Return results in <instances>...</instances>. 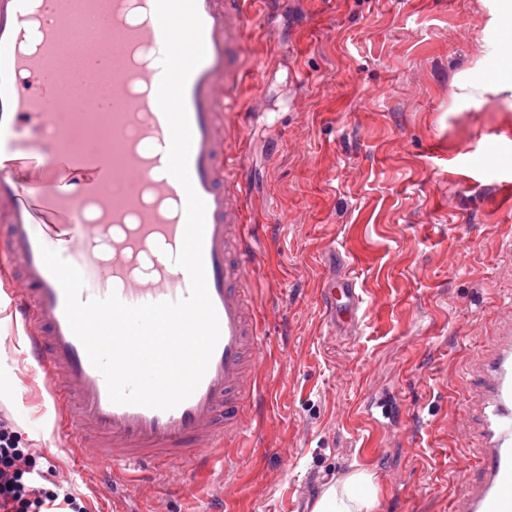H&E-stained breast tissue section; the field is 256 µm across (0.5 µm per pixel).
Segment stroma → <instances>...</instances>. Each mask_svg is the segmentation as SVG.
Instances as JSON below:
<instances>
[{"mask_svg": "<svg viewBox=\"0 0 512 512\" xmlns=\"http://www.w3.org/2000/svg\"><path fill=\"white\" fill-rule=\"evenodd\" d=\"M243 178L256 213L259 392L207 477L106 478L66 454L43 388L22 384L0 311V414L88 512H312L373 472L374 512H451L468 450L461 377L512 313V114L462 105L480 0H247ZM351 278L354 322L324 281Z\"/></svg>", "mask_w": 512, "mask_h": 512, "instance_id": "obj_1", "label": "stroma"}]
</instances>
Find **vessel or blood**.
Segmentation results:
<instances>
[{
    "instance_id": "b4317fda",
    "label": "vessel or blood",
    "mask_w": 512,
    "mask_h": 512,
    "mask_svg": "<svg viewBox=\"0 0 512 512\" xmlns=\"http://www.w3.org/2000/svg\"><path fill=\"white\" fill-rule=\"evenodd\" d=\"M206 57L190 75L189 172L206 204L204 264L220 339L191 397L161 411L118 405L67 322L63 291L39 247L85 278L83 298L130 305L187 296L175 265L186 194L166 171L170 130L156 95L163 34L155 0H0V228L10 306L23 325L29 380L50 393L67 444L92 469L207 468L237 441L243 397L256 386L261 344L235 108L244 73L233 50L248 27L245 0H196ZM75 39L78 52L66 43ZM96 111H88V104ZM359 307L350 279L321 290L325 305ZM465 391L477 416V468L461 472L453 512H512V327Z\"/></svg>"
}]
</instances>
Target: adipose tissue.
Segmentation results:
<instances>
[{
	"label": "adipose tissue",
	"instance_id": "1",
	"mask_svg": "<svg viewBox=\"0 0 512 512\" xmlns=\"http://www.w3.org/2000/svg\"><path fill=\"white\" fill-rule=\"evenodd\" d=\"M483 26L491 32L482 55L454 79L455 96L462 102L494 100L499 111L512 112V0H482ZM374 474L357 470L328 484L314 512H372Z\"/></svg>",
	"mask_w": 512,
	"mask_h": 512
}]
</instances>
